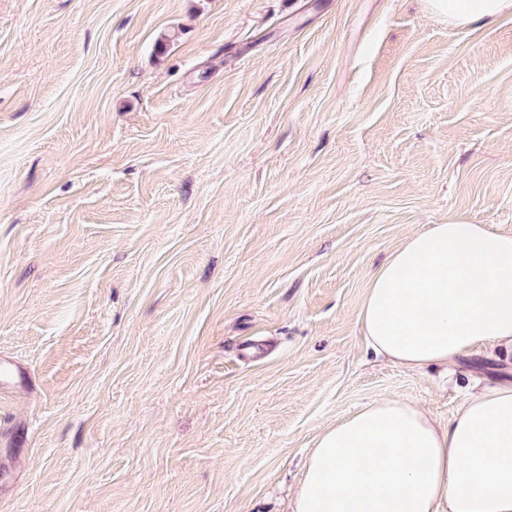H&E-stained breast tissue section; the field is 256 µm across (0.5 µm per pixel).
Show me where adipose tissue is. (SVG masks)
Wrapping results in <instances>:
<instances>
[{
  "instance_id": "1",
  "label": "adipose tissue",
  "mask_w": 512,
  "mask_h": 512,
  "mask_svg": "<svg viewBox=\"0 0 512 512\" xmlns=\"http://www.w3.org/2000/svg\"><path fill=\"white\" fill-rule=\"evenodd\" d=\"M429 2L460 26L512 16V0ZM359 323L372 355L408 368L512 349V235L460 220L411 233L372 274ZM294 512H512V380L470 393L445 425L382 399L327 426Z\"/></svg>"
}]
</instances>
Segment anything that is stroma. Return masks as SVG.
<instances>
[{
    "label": "stroma",
    "instance_id": "obj_1",
    "mask_svg": "<svg viewBox=\"0 0 512 512\" xmlns=\"http://www.w3.org/2000/svg\"><path fill=\"white\" fill-rule=\"evenodd\" d=\"M512 233V17L427 0H0V512H293L378 399L503 379L369 357L410 231ZM432 11L465 26L483 19L512 16L511 0H429Z\"/></svg>",
    "mask_w": 512,
    "mask_h": 512
}]
</instances>
